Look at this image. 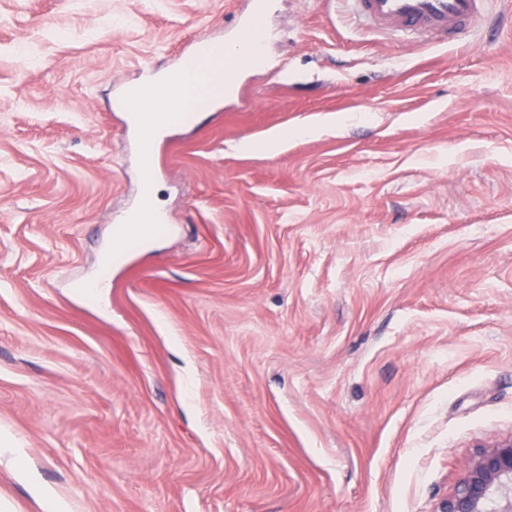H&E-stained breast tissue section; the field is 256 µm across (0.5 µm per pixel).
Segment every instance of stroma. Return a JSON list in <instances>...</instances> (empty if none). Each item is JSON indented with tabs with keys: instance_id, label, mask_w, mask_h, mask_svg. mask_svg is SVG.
Instances as JSON below:
<instances>
[{
	"instance_id": "1",
	"label": "stroma",
	"mask_w": 512,
	"mask_h": 512,
	"mask_svg": "<svg viewBox=\"0 0 512 512\" xmlns=\"http://www.w3.org/2000/svg\"><path fill=\"white\" fill-rule=\"evenodd\" d=\"M269 2L147 182L109 99L250 0H0V512H436L512 434V10L437 44Z\"/></svg>"
}]
</instances>
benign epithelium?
Returning a JSON list of instances; mask_svg holds the SVG:
<instances>
[{
	"mask_svg": "<svg viewBox=\"0 0 512 512\" xmlns=\"http://www.w3.org/2000/svg\"><path fill=\"white\" fill-rule=\"evenodd\" d=\"M436 512H512V435L479 447L466 460Z\"/></svg>",
	"mask_w": 512,
	"mask_h": 512,
	"instance_id": "benign-epithelium-1",
	"label": "benign epithelium"
}]
</instances>
